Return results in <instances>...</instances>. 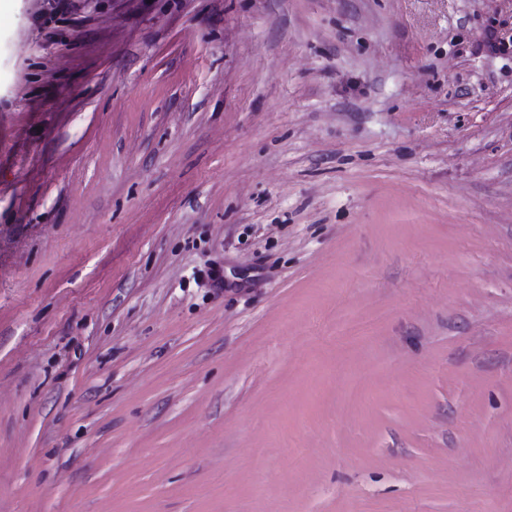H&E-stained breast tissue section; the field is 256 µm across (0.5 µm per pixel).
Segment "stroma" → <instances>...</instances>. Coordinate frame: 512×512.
<instances>
[{"label": "stroma", "instance_id": "obj_1", "mask_svg": "<svg viewBox=\"0 0 512 512\" xmlns=\"http://www.w3.org/2000/svg\"><path fill=\"white\" fill-rule=\"evenodd\" d=\"M7 2L0 512H512V0Z\"/></svg>", "mask_w": 512, "mask_h": 512}]
</instances>
